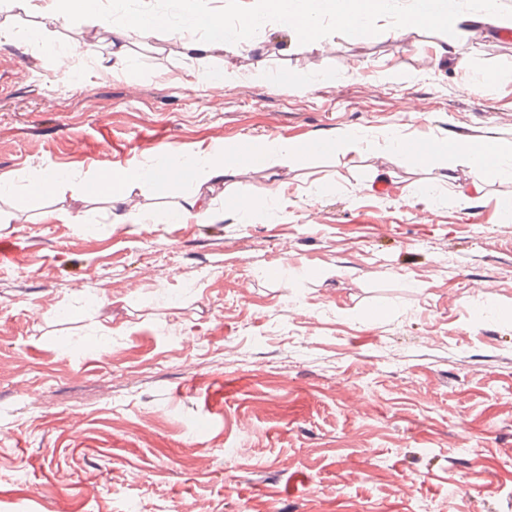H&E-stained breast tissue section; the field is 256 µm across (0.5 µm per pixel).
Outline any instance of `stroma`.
Segmentation results:
<instances>
[{
  "instance_id": "1",
  "label": "stroma",
  "mask_w": 512,
  "mask_h": 512,
  "mask_svg": "<svg viewBox=\"0 0 512 512\" xmlns=\"http://www.w3.org/2000/svg\"><path fill=\"white\" fill-rule=\"evenodd\" d=\"M412 7L387 0L360 36L323 21L322 53L274 18L202 62L159 31L104 80L90 31L179 0L55 22L0 5V512H512V178L476 191L459 169L432 197L438 163L373 146L261 157L347 128L512 142V36L457 0L404 38ZM211 69L238 81L212 96ZM169 144L249 147L205 221L114 224L106 201L23 190ZM275 186L287 209L241 223L231 199L268 208ZM307 154L303 143L288 140L266 145L262 150V159L268 168L277 169L288 167Z\"/></svg>"
}]
</instances>
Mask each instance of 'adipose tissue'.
<instances>
[{
	"label": "adipose tissue",
	"instance_id": "adipose-tissue-1",
	"mask_svg": "<svg viewBox=\"0 0 512 512\" xmlns=\"http://www.w3.org/2000/svg\"><path fill=\"white\" fill-rule=\"evenodd\" d=\"M186 29L199 31V38L186 42L185 47L196 60L211 57L213 52L226 54L237 52L239 44L224 24L221 15L199 10L196 0H184ZM379 13V0H262L259 11L244 16L243 21L249 26H258L267 19L276 18L287 24L289 30L311 51H322V41L318 36V23L323 15H332L339 27L351 32H364L368 24ZM408 140L400 129L386 128L377 134H363L360 131L344 130L331 140L330 149L346 154L361 149L362 146L377 143L391 156L403 155V145ZM242 148L231 147L223 156L197 152L183 155L176 148L164 153L165 163L155 165L153 176L147 177L139 170L125 171L115 175L100 174V181L106 182L105 194L111 205L112 221L116 224H149L160 220L184 218L188 214L204 218L209 214L206 201L208 193L224 186L237 174ZM432 161L448 165L449 169L469 170L476 182H484L489 175H512V153L496 142H448L444 139L433 140L427 152ZM183 162V177L196 187L193 194L186 197L183 205L165 216L143 213L132 202L135 187L151 185L156 191L168 188L171 177L167 165L171 162Z\"/></svg>",
	"mask_w": 512,
	"mask_h": 512
}]
</instances>
